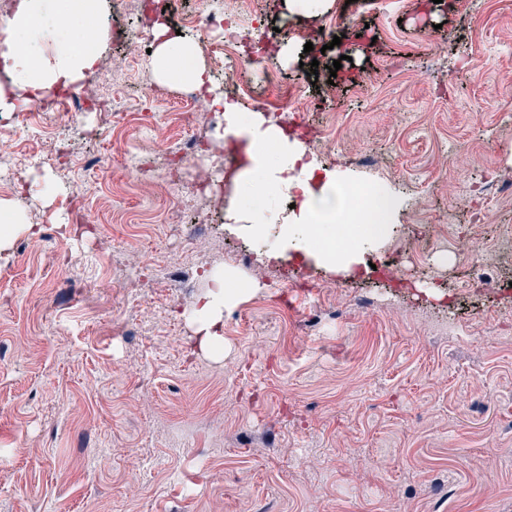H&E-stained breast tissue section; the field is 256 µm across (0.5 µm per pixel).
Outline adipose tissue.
<instances>
[{
  "instance_id": "1",
  "label": "adipose tissue",
  "mask_w": 512,
  "mask_h": 512,
  "mask_svg": "<svg viewBox=\"0 0 512 512\" xmlns=\"http://www.w3.org/2000/svg\"><path fill=\"white\" fill-rule=\"evenodd\" d=\"M91 28L102 38L108 33L100 0H17L11 38L0 50V69L9 78L8 84L0 85V112L14 111L30 103L32 96L69 85L91 71L101 50L86 42ZM153 36L155 49L148 67L157 82L203 85L195 41L168 38L163 27ZM49 44L56 51L50 61L44 56ZM210 105L223 110L226 134L247 139L248 164L238 182L249 207L243 215L229 210L228 223H243L250 241L269 259L290 252L343 272L361 264L364 251L377 246L387 233L386 220L401 209V198L359 190L349 178L321 169L316 161L306 160L302 142L289 138L262 113L238 112L222 91L212 90ZM282 194L299 197L300 202L272 236L265 205ZM211 282L205 303L194 310L192 319L202 346L216 351L223 342L224 312L243 294L235 270L215 272Z\"/></svg>"
}]
</instances>
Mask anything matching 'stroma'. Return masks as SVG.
Here are the masks:
<instances>
[{"label":"stroma","mask_w":512,"mask_h":512,"mask_svg":"<svg viewBox=\"0 0 512 512\" xmlns=\"http://www.w3.org/2000/svg\"><path fill=\"white\" fill-rule=\"evenodd\" d=\"M253 6L278 32L240 63L246 80L269 68L298 84L274 121L334 126L319 164L398 193L396 230L348 272L285 256L246 265L243 235L189 245L190 225L165 223L168 198L137 189L134 171H115L129 190L109 205L89 197L92 237L64 204L81 170L10 172L26 223L62 233L20 234L0 260V512H512V235L495 230L512 225V194L490 222H473L469 201L471 187L512 180V10L407 0L382 16L327 0L307 19L282 0ZM146 23L109 16L112 46L84 85L109 72L116 89L151 82L143 64L112 70L124 31ZM301 26L323 29L329 50L304 51ZM337 59L333 85L313 86L311 62ZM43 122L75 155L112 138L100 112ZM365 153L378 165L358 166ZM416 218L436 227L423 256ZM464 234L482 239L480 259L456 252ZM391 260L405 282L383 289L368 266ZM479 262L499 290L471 292ZM140 263L155 282L127 278ZM225 267L259 288L225 310L217 359L185 298L201 300ZM303 278L312 291L293 294Z\"/></svg>","instance_id":"obj_1"}]
</instances>
